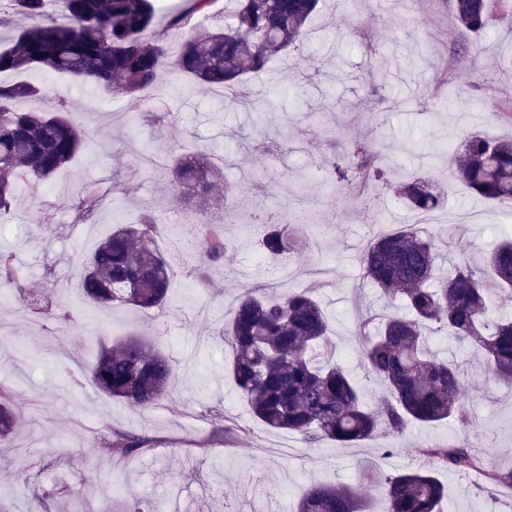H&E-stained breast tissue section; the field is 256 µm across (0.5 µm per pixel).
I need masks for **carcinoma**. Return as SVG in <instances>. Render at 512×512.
Segmentation results:
<instances>
[{
    "label": "carcinoma",
    "mask_w": 512,
    "mask_h": 512,
    "mask_svg": "<svg viewBox=\"0 0 512 512\" xmlns=\"http://www.w3.org/2000/svg\"><path fill=\"white\" fill-rule=\"evenodd\" d=\"M15 14L30 20L10 46L0 51V73H27L37 67L60 72L108 90L117 86L139 98L160 87L167 73L179 72L197 84L239 93L257 124L269 112L266 99L244 87L273 58L304 40L320 0H224L232 22L202 28L195 18L209 13L216 0H184L159 21L151 0H11ZM459 26L471 39L457 46L467 54L504 20L509 0H454ZM43 88L30 81H0V212L16 202L17 179L28 178L35 195L85 145L87 134L63 102L50 113L19 111L20 99L39 98ZM224 164L206 154L178 156L168 162L175 183L195 189L205 201L208 180ZM314 188L362 186L384 180L380 155L352 140L320 166ZM459 181L477 196L512 213V139L471 135L448 155V182ZM396 197L414 211L443 206L446 187L415 178L391 185ZM102 198L87 188L76 206L86 222L101 209ZM253 220L263 227L256 249L268 263L295 249L297 224L266 219L258 208ZM230 225L214 224L205 213L187 224L160 223L151 205L138 224H117L81 266L82 295L103 306L163 308L168 301L171 265L157 239L192 262V278L210 288L215 268L229 245ZM435 240L408 225L369 242L360 256L363 278L387 300L400 298L404 314H366L359 322L360 358L383 386L373 408L349 370L336 362V344L317 288L270 296L246 288L227 313L219 335L233 352L235 390L253 416L267 427L294 433L308 444L321 440L355 445L383 433L401 437L413 424L451 421L464 436L479 433L490 443L491 429L474 427L467 402L463 362L431 350V334L448 331L480 358L488 381L512 388V234L500 240L475 269L467 257L438 277ZM22 272L13 254L0 252V285L16 287ZM494 299L497 315L489 310ZM89 379L105 395L146 409L169 396L175 363L155 344L129 337L100 346L89 365ZM26 399L0 386V438L13 433ZM112 454L130 457L145 440L120 431L101 437ZM429 468L402 473L375 469L382 487L380 507L345 485L311 483L299 495L297 512H440L444 488L435 469L467 474L484 461L460 445L420 449Z\"/></svg>",
    "instance_id": "carcinoma-1"
}]
</instances>
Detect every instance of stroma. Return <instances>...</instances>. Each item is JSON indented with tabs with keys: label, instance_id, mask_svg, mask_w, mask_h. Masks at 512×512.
<instances>
[{
	"label": "stroma",
	"instance_id": "obj_1",
	"mask_svg": "<svg viewBox=\"0 0 512 512\" xmlns=\"http://www.w3.org/2000/svg\"><path fill=\"white\" fill-rule=\"evenodd\" d=\"M465 37L453 0H324L304 45L251 80L278 107L271 127L252 126L247 113L225 104L223 89L200 87L175 72L160 91L138 100L49 70L28 73L45 96L20 101L18 109L49 111L65 101L89 140L50 178L53 193L21 189L15 207L0 215L7 226L0 250L14 251L22 272L20 294L0 304V384L21 388L29 400L15 436L0 440V505L7 512H127L136 499L163 501L166 512H224L228 502L240 512H296L297 493L311 480L347 484L375 499L380 490L368 467L418 470L427 465L420 448L452 442L468 443L491 466H512V392L489 388L476 368L469 371L475 421L498 433L490 448L474 437L462 440L446 423L416 425L394 440L382 435L350 448L324 440L309 448L298 436L255 421L233 390L232 351L214 330L244 288L261 286L271 294L307 288L308 267L291 254L283 256L287 275L277 280L258 252L226 249L214 274L224 301L206 311L179 266L164 309L135 314L90 300L80 309L74 304L77 261L111 232L116 215L133 224L143 205L167 212L175 188L148 155L166 157L176 143L187 151L230 152L238 161L213 186L208 217L219 222L233 212L243 234L257 237L262 227L250 221L253 200L316 215L317 225L301 227V243L330 270L318 296L336 332V359L376 398L378 386L359 357L358 316L382 312L384 303L363 280L359 256L375 237L406 223L410 212L398 204L389 222H374L366 194L339 187L310 196L297 173L328 153L323 133L330 128L384 156L395 181L439 178L446 163L428 161L440 140L456 145L471 133L512 138V118L492 115L512 84V24L501 23L476 54L452 58L451 45ZM297 81L309 90L301 102L288 97ZM449 90L471 100L472 109L439 108V96ZM400 92L410 103L389 109L386 97ZM156 111L178 127L177 139L145 120ZM259 173L267 176L260 188L251 182ZM87 186L103 204L92 220L79 223L75 207ZM447 206L473 220L432 225L439 244L476 257L503 236L507 217L465 185L451 189ZM46 212L51 222L43 221ZM45 294L65 324L38 319L31 302ZM128 335L154 339L176 363L170 398L147 411L108 397L86 377L99 343ZM231 424L239 433L228 432ZM110 429L148 437L150 445L130 458L112 456L100 441ZM437 477L446 487L442 512H500L512 498V489L464 492L461 476L441 471Z\"/></svg>",
	"mask_w": 512,
	"mask_h": 512
}]
</instances>
